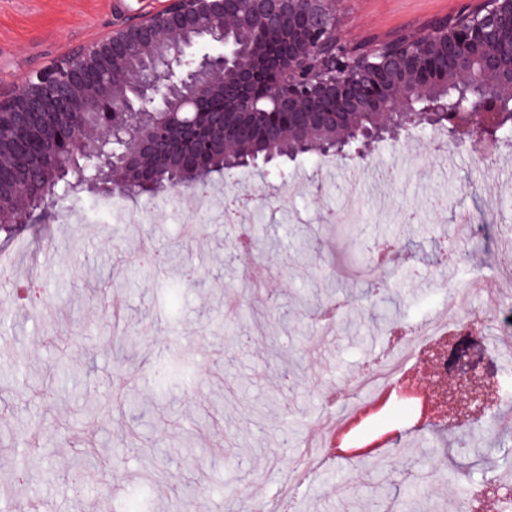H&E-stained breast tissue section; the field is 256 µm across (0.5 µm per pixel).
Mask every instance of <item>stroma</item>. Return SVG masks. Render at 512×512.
Segmentation results:
<instances>
[{
    "label": "stroma",
    "mask_w": 512,
    "mask_h": 512,
    "mask_svg": "<svg viewBox=\"0 0 512 512\" xmlns=\"http://www.w3.org/2000/svg\"><path fill=\"white\" fill-rule=\"evenodd\" d=\"M165 0H0V87L21 82L67 49ZM460 0H340L346 39L382 36L453 14ZM430 132L413 131L375 147L361 168L374 175L353 193L349 161L301 157L288 163L312 178L280 191L275 203L218 220L188 238L175 220L176 193L152 198L148 225L99 228L54 219L0 233V253L18 274L47 282L53 303L33 310L14 301V281L0 283V512H257L269 506V483L284 478L298 450L343 403L372 359L387 360L394 326H429L454 292L470 281L468 319L494 333L501 358L512 331L495 318L512 311V143L496 160L468 145H448L442 169ZM395 170L394 181L381 179ZM357 200L350 232L324 223ZM260 227L255 254L239 250L245 225ZM395 241L403 258L372 278L368 247ZM202 266L203 283L172 296L165 275L143 269L146 247ZM395 303L394 322L380 317ZM188 353L185 382L156 391L144 361L160 345ZM121 389L120 408L85 418L102 385ZM138 432L146 453L127 450ZM468 452L489 455L512 437V408L493 422L457 427ZM448 441L433 428L405 446L363 463L321 457L294 482L295 512H406L418 492L433 512H459L471 481L450 470Z\"/></svg>",
    "instance_id": "35a3bbf8"
}]
</instances>
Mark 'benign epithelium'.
Returning a JSON list of instances; mask_svg holds the SVG:
<instances>
[{
    "mask_svg": "<svg viewBox=\"0 0 512 512\" xmlns=\"http://www.w3.org/2000/svg\"><path fill=\"white\" fill-rule=\"evenodd\" d=\"M340 0H167L148 15L122 22L106 35L75 47L20 84L0 89V221L29 222L46 209L47 160L62 177L83 166L98 194H129L138 183L159 194L164 186L143 180L150 171L184 168L175 140L181 129L169 112L196 122L204 98L224 99L206 121L198 145L237 167L316 152L353 160L367 157L380 139L397 141L443 117L456 124L455 145L497 147L494 113L512 101V0H463L457 12L421 26L356 42L342 40ZM270 32L286 48L271 82L259 83L268 44L243 52L236 34ZM336 102L332 112L321 101ZM104 112L145 114L131 137L117 138L112 123L86 117ZM260 123L276 146L263 157L244 148L237 132ZM35 130L49 151L17 167L4 133ZM483 345L473 323L453 330L424 354L401 382L397 396L418 395L417 425L448 417V425L477 420L492 410L495 380L473 360ZM448 356V370L432 363ZM371 447L345 434L342 456Z\"/></svg>",
    "mask_w": 512,
    "mask_h": 512,
    "instance_id": "1",
    "label": "benign epithelium"
}]
</instances>
